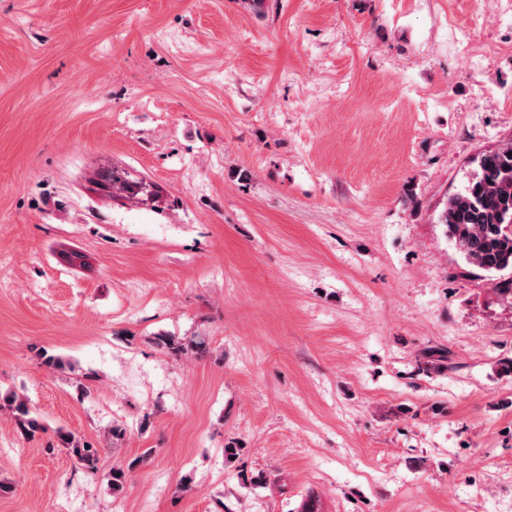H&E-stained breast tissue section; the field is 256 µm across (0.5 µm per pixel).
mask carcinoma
<instances>
[{
  "label": "carcinoma",
  "instance_id": "obj_1",
  "mask_svg": "<svg viewBox=\"0 0 512 512\" xmlns=\"http://www.w3.org/2000/svg\"><path fill=\"white\" fill-rule=\"evenodd\" d=\"M112 192L135 197L147 192V184L112 170L105 174ZM448 238L465 261L487 273L512 270V146L481 156L478 171L465 190L448 198L439 218ZM156 344L174 355L204 352L203 344L192 339L160 335ZM0 410L9 411L21 433L33 436L42 430L27 400L11 392L0 395ZM57 437L83 469L94 472L99 449L63 430Z\"/></svg>",
  "mask_w": 512,
  "mask_h": 512
}]
</instances>
